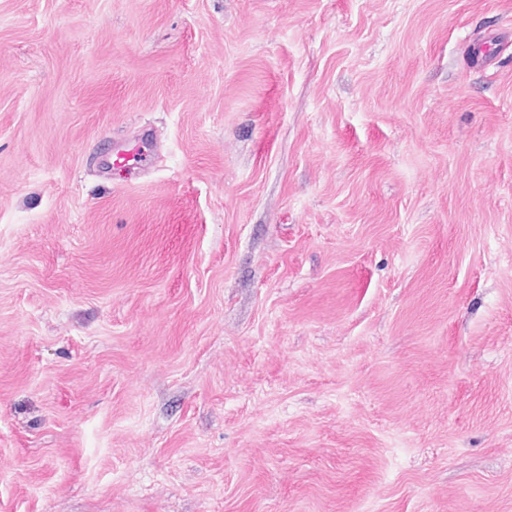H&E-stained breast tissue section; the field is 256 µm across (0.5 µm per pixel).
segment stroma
<instances>
[{"instance_id": "obj_1", "label": "stroma", "mask_w": 512, "mask_h": 512, "mask_svg": "<svg viewBox=\"0 0 512 512\" xmlns=\"http://www.w3.org/2000/svg\"><path fill=\"white\" fill-rule=\"evenodd\" d=\"M0 512H512V0H0ZM156 149V142L148 138H141L132 142L125 143L123 147L112 151V157L109 164L114 169L122 170L129 167L131 161H142V158L149 157Z\"/></svg>"}]
</instances>
